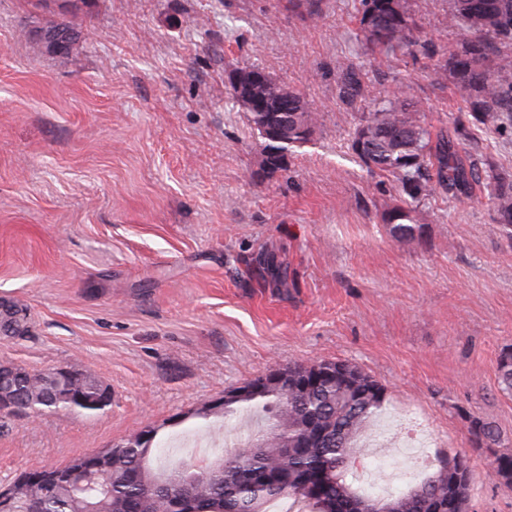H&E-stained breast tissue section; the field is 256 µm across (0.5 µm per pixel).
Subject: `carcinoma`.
Here are the masks:
<instances>
[{"instance_id":"obj_1","label":"carcinoma","mask_w":512,"mask_h":512,"mask_svg":"<svg viewBox=\"0 0 512 512\" xmlns=\"http://www.w3.org/2000/svg\"><path fill=\"white\" fill-rule=\"evenodd\" d=\"M358 36L365 49L386 56L410 47L441 57L434 78H451L465 93L471 119L432 134L422 119L423 103L412 84L370 97L360 67L344 63L336 84L339 101L363 105L354 128L352 149L367 168L398 182L404 196L387 213L386 223L400 239H413L421 228L420 204L438 195L457 200L483 189L495 223L512 237V173L466 151L472 126L512 131V0H488L476 11L472 0H448V24L465 31L457 44L438 49L415 34L410 0H358ZM271 90L288 97V139L308 143L301 130L315 128L316 108L299 91L269 78ZM236 105L257 126L266 114L254 110L244 94L228 89ZM0 324L18 338L30 332L27 309L18 302L0 309ZM351 383L320 385L296 398L293 390L273 387L242 401L261 427L251 441L213 459L203 471L192 462L154 468L152 442L130 448H103L57 466L54 483L14 478L7 488L12 501L0 512H265L283 498L304 503L308 512H468L472 470L460 452L438 464L439 470L396 497L379 498L353 487L357 438L386 401L385 388L359 367L347 364ZM498 387L512 395V351L498 360ZM103 384L79 370L56 380L47 371L0 367V427L18 411L34 409L94 414L106 408ZM473 451L491 457V475L512 489V453L497 450L496 429L468 417Z\"/></svg>"}]
</instances>
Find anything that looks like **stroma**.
Masks as SVG:
<instances>
[{"label":"stroma","instance_id":"35a3bbf8","mask_svg":"<svg viewBox=\"0 0 512 512\" xmlns=\"http://www.w3.org/2000/svg\"><path fill=\"white\" fill-rule=\"evenodd\" d=\"M421 35L440 46L447 0H412ZM356 0H325L310 20L287 0H0V298L27 307L31 334L0 337V364L95 375L112 404L85 415L22 412L0 429V486L153 431V462L232 452L257 429L237 413L204 416L224 392L274 368L344 361L386 390L370 450L402 471L414 447L390 427L417 408L430 459L466 451L469 512H512V490L473 452L466 417L512 449V396L497 363L512 349V238L485 195L422 206L421 240L383 221L392 177L351 148L358 112L336 97V69L367 72L369 93L413 84L431 131L466 110L433 59L389 64L356 37ZM78 31L47 47L50 23ZM248 65L318 110L288 168L251 176L262 140L227 93ZM273 257L278 272L262 269Z\"/></svg>","mask_w":512,"mask_h":512}]
</instances>
